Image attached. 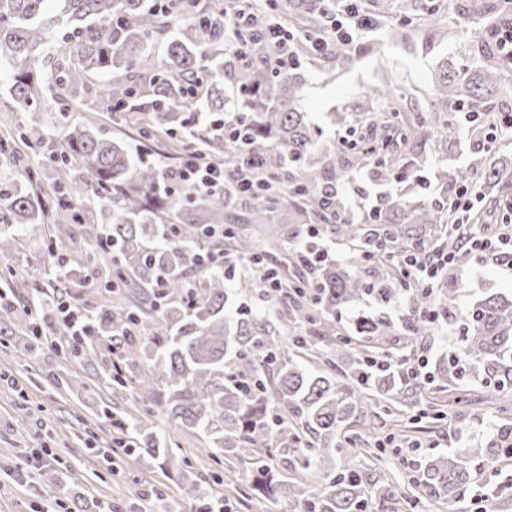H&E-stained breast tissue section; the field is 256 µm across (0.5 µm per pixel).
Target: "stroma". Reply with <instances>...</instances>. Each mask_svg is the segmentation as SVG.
<instances>
[{"label": "stroma", "instance_id": "obj_1", "mask_svg": "<svg viewBox=\"0 0 512 512\" xmlns=\"http://www.w3.org/2000/svg\"><path fill=\"white\" fill-rule=\"evenodd\" d=\"M362 45L353 50L351 69L338 70L323 60L300 54L298 71L302 78L300 109L308 124L320 128L325 138L338 137L330 121L332 113L347 112L365 99L370 88L391 81L403 94L405 111L422 112L429 105L433 78L446 62L472 56V47L458 37L441 39L422 33L411 41L393 44L385 41L382 30L364 34ZM375 43L377 54H369L364 46ZM477 145L469 140H455L447 148L433 141L417 144L413 153L419 164L418 181L411 188L425 198L435 197L439 183L435 178L438 163L455 167L475 156ZM453 277L463 286L460 303H470L487 294L512 296V270L506 266L487 264L480 272L470 268L454 271ZM28 336L19 334L0 344V512H33L34 508L53 499L70 502L79 499L83 512H98L102 503L112 505V512H193L183 502L176 469L162 468L148 457L123 455L111 461L103 455L104 441L111 426L98 411V401L91 394H59L50 384H33L35 369L61 363L54 350L43 349L36 368L24 367L18 349L27 347ZM467 392L479 402L478 409L493 414L498 403H512V391L501 393L498 402L482 398L481 387L461 381L443 389L441 397L448 402V422L440 429L423 426L413 438L418 445L399 454H386L376 466H368L353 457H339L337 468H350L361 473L364 482L392 481L402 492H410L418 468L427 458L458 449L471 451L482 447L487 433L484 425L464 420L462 410L453 403L459 392ZM150 425L169 431L178 441V457L194 470L217 482L226 512H247L238 499L245 468L240 464L216 462L192 435L170 426L164 411H155ZM465 426V434H457V426ZM49 443L54 459L47 467L35 471L27 486L16 484L12 476L24 467L29 449ZM60 481L49 486L48 474Z\"/></svg>", "mask_w": 512, "mask_h": 512}]
</instances>
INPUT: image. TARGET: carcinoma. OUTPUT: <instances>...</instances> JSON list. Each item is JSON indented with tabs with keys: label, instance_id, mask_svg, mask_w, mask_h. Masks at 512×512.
<instances>
[{
	"label": "carcinoma",
	"instance_id": "carcinoma-1",
	"mask_svg": "<svg viewBox=\"0 0 512 512\" xmlns=\"http://www.w3.org/2000/svg\"><path fill=\"white\" fill-rule=\"evenodd\" d=\"M233 6L230 0H0V86L13 111L29 113L0 129V254L18 252L22 238L35 231L46 244L40 276L24 284L26 291H16L8 280L3 288L32 309L20 325L31 337L30 348L47 345L87 363L98 361L102 346L110 348L113 358L99 365L92 383L76 381L61 367L42 378L60 392L96 394L107 421L124 394H131L118 428L120 442L134 444L137 453L166 467L175 463L176 442L147 424L161 408L176 426L201 435L212 457L246 465L252 500L286 501L288 512H371L374 500L395 497V487L367 486L333 461L363 447L374 409L399 428L423 417L437 425L448 412L432 400V385L470 379L489 392L512 390V299L505 295L462 307L457 300L463 289L447 279L431 294L416 292L398 327L380 316L356 318L350 333L340 327L347 304L364 296L388 304L400 293L401 272L391 257L439 239L454 254V265L469 262L457 238L445 236L455 220L451 202L477 176L487 190L506 192L512 168L488 166L482 157L441 168L440 198L426 200L409 188L416 167L411 149L427 138L448 143L463 132V111L474 137L487 133L488 112L499 115L502 125L512 123L500 101L504 86L512 88V66L495 55L483 19L492 9L487 0H476V13L450 30L417 3L403 20L386 25L390 41L406 43L414 32L431 28L443 38L468 41L478 58L444 67L430 105L420 113L402 111L392 87L371 90L376 106L335 116L351 133L368 130L341 147L321 140L304 121L296 68L277 71L258 62L265 49L262 28L235 38L234 48L246 54V62L224 60V12ZM261 9L281 29L298 34L296 49L308 51L321 41V57L332 67L353 64L354 57L328 36L333 9L326 0H268ZM160 39L167 49L158 60L153 44ZM229 67L246 95V152L262 162L267 178L287 186L247 192L249 223L272 225L269 236L279 242L285 230L277 226L278 217L286 210L297 224L330 226L350 246L352 269L296 259L309 275L288 279L281 292L264 288L255 277L240 281L242 293L282 305L274 320L226 312L230 291L224 273L198 265L199 256L224 248L244 258L260 256V242L246 233L227 229L225 243L208 236L209 225L224 223V209L237 198L192 189L167 195L160 189L163 170L135 159L124 136L104 134L98 117L73 118L85 108L78 80L95 73L107 79L106 113L134 112L132 128L145 140L165 142L176 154L198 149L221 162L232 155L231 146L199 113L224 111ZM47 98L58 105L61 145L54 129L37 117ZM21 144L48 153V162L38 170L26 166ZM364 168L373 180L395 181L403 189L355 220L338 186ZM90 220L98 227L88 247L64 250L73 226ZM84 272L96 283L93 333L78 339L60 306L69 298V282ZM161 276L169 279L166 295L155 288ZM189 279L198 281L191 299L182 288ZM433 304L448 323L460 326L461 336L430 384L372 367L384 337L399 331L409 347L431 334L424 311ZM14 331L6 303L0 341ZM505 457L512 459V424L494 427L473 454L454 451L427 459L409 504L425 494L454 509L473 473ZM274 460L288 463L297 477L282 480ZM179 489L182 498L202 508L217 495L193 475L183 476ZM481 507L512 512V477L496 484Z\"/></svg>",
	"mask_w": 512,
	"mask_h": 512
}]
</instances>
